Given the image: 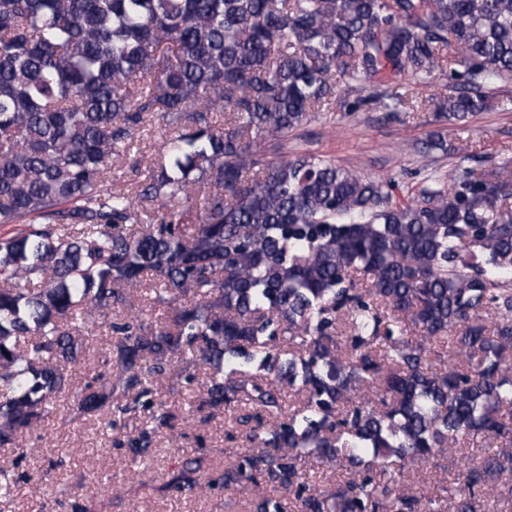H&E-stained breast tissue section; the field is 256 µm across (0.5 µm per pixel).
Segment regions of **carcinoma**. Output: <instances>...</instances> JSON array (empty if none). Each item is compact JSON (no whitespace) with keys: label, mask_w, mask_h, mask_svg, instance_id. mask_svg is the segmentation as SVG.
I'll use <instances>...</instances> for the list:
<instances>
[{"label":"carcinoma","mask_w":512,"mask_h":512,"mask_svg":"<svg viewBox=\"0 0 512 512\" xmlns=\"http://www.w3.org/2000/svg\"><path fill=\"white\" fill-rule=\"evenodd\" d=\"M437 74L444 118L489 110L512 0H0V224L25 223L0 237V448L25 456L106 323L109 370L72 414L141 413L143 458L174 429L150 395L182 381L248 445L206 478L183 462L176 497L512 512V163L433 171L400 203L394 181L285 151L323 107L391 98L365 84ZM152 117L175 137L112 191ZM145 281L165 313L111 320ZM445 454L463 465L430 496ZM309 461L345 472L323 487ZM136 158L140 159L141 154H136V157L130 158L126 160L125 163L119 165L120 171L112 178V189L123 191L131 190L135 187L133 184H136L144 178V175L147 174L148 165L143 158L140 163L136 164ZM132 167H138L140 174L135 176L130 170Z\"/></svg>","instance_id":"carcinoma-1"}]
</instances>
